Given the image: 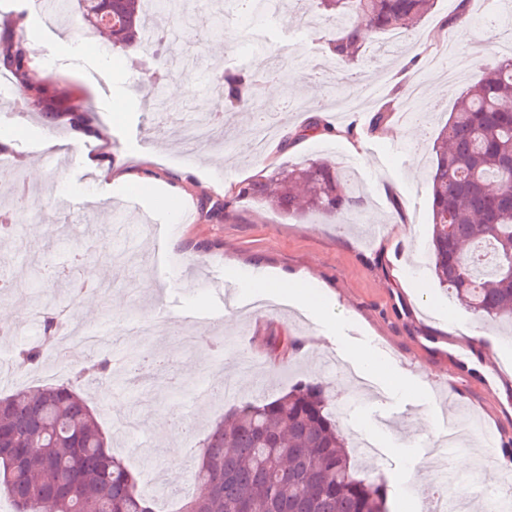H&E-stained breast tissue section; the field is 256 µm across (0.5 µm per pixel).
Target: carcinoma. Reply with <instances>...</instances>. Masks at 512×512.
I'll return each instance as SVG.
<instances>
[{
  "label": "carcinoma",
  "instance_id": "carcinoma-1",
  "mask_svg": "<svg viewBox=\"0 0 512 512\" xmlns=\"http://www.w3.org/2000/svg\"><path fill=\"white\" fill-rule=\"evenodd\" d=\"M430 0H320L336 21L327 53L348 64L371 32H407L432 8ZM101 0H78L77 13L94 27L111 16ZM121 26L108 27L112 44L130 49L143 42L142 0H115ZM30 60L18 41L3 66L29 91ZM215 83L224 103L247 109L255 79L244 70H218ZM512 58L485 65L480 81L461 94L434 145L428 186L432 212L430 262L439 282L471 310L490 321L512 319ZM242 195L287 215L319 211L338 222L361 208L364 198L346 187L324 160L282 167L257 179ZM472 244L490 248L493 268L477 274ZM43 334L57 337L65 316L39 306ZM45 356L38 345L19 347L24 369ZM129 366L148 374L164 359L141 352ZM98 387L112 388V364L91 367ZM85 372L71 382L29 394L0 398V497L13 512H154L122 461L112 453L90 402L78 390ZM328 384L303 382L269 402H247L206 434L194 471L197 493L180 512H388L384 482L361 475L351 463L346 437L328 408Z\"/></svg>",
  "mask_w": 512,
  "mask_h": 512
}]
</instances>
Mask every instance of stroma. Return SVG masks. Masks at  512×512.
<instances>
[{"instance_id": "35a3bbf8", "label": "stroma", "mask_w": 512, "mask_h": 512, "mask_svg": "<svg viewBox=\"0 0 512 512\" xmlns=\"http://www.w3.org/2000/svg\"><path fill=\"white\" fill-rule=\"evenodd\" d=\"M278 22L259 17L232 29L216 27L221 8L175 17L167 49L176 61L180 95L164 93L162 106L146 102L144 87L153 49L135 52L108 46L97 53L99 31L73 28L68 15L42 20L31 0H0V45L15 44L28 31V75L43 86L45 100L21 105L0 93V212L14 218L15 232L42 255L41 270L29 269L12 240L0 239V275L16 290L0 294V305L16 318L0 320V358L23 344L42 342L31 322V294L55 307L76 306L88 326H113L142 313L155 322L153 335L127 337L167 358L168 367L145 381L148 400L116 389L102 397L94 384L83 392L98 422L112 438V451L146 490H157L159 512H175L191 495L198 446L209 428L239 404L270 401L300 380L325 381L332 410L348 432L362 430L381 449L389 512H405L408 501L424 503L439 487L440 471L425 456L452 419L484 420L493 432L512 421V387L499 392V407L484 405L474 381L448 392V369L461 353L441 343L449 318L485 339L504 372L512 373V326L485 324L469 309L449 305V294L428 265L431 210L427 174L433 140L447 122L455 99L489 61L512 57V35L492 24L512 0H435L411 32L372 34L366 51L347 66L323 56L334 24L317 0H283ZM466 3V40L457 54L446 43L449 21ZM264 30L272 49L293 47L291 57L265 53L273 83H261L254 107L270 112L278 133L305 126L313 117L340 129L333 140L312 139L287 150L253 147L248 112L229 113L204 147L186 143L180 131L198 106L215 110L221 98L209 89L212 71L252 70L255 51L248 35ZM279 93H272L271 85ZM397 114L383 129L372 127L386 106ZM422 114L407 121L408 111ZM90 134L72 154V131ZM330 161L365 198L358 211L336 224L317 212L283 214L240 196L249 182L282 166ZM224 167L222 183L211 175ZM149 170L153 181L137 205H127L99 170ZM169 195L162 203L161 195ZM48 209L46 233L25 223L33 196ZM99 206L87 211L85 202ZM189 213L170 245L162 235L171 213ZM307 279L318 306L306 309L277 288L265 289L267 319L256 323L246 310L224 311L210 283L219 281L249 297L253 276L282 273ZM124 305L113 308V297ZM299 342L286 359L270 351L273 337ZM435 337L420 349L415 339ZM359 358H352V351ZM380 362L363 372L362 360ZM229 386L197 403L192 390Z\"/></svg>"}]
</instances>
